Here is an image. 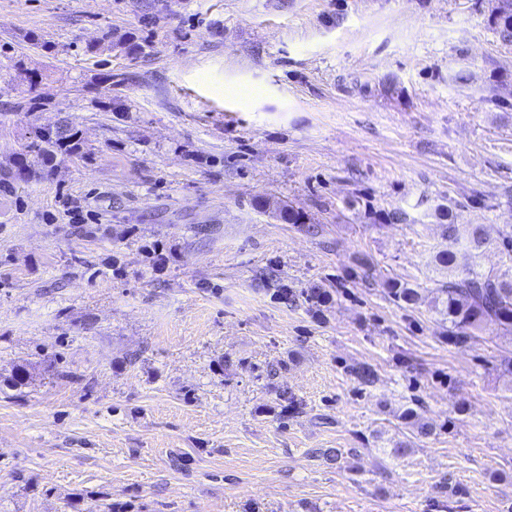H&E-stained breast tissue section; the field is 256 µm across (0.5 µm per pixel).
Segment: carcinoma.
Returning a JSON list of instances; mask_svg holds the SVG:
<instances>
[{"mask_svg":"<svg viewBox=\"0 0 512 512\" xmlns=\"http://www.w3.org/2000/svg\"><path fill=\"white\" fill-rule=\"evenodd\" d=\"M490 22L503 42L512 43V12H493ZM82 145L80 130L66 119L60 120V125L53 129L36 127L31 141L15 155L13 168L5 173V180L28 182L43 173L36 165L46 166L59 155L78 154ZM442 239L444 247L435 255V261L456 271L448 281L435 288L434 309L442 321L448 323V341L465 343L488 323L512 328V265L504 270L482 271L458 263V257L474 258L492 244L484 225L472 224L462 231L459 225L450 221L442 225ZM388 293L394 301L407 306H414L421 300L417 289L397 281L388 284ZM30 378L29 364H19L7 379V387H21ZM403 419L411 425L417 439L428 438L434 433L433 424L423 420L412 408L403 412Z\"/></svg>","mask_w":512,"mask_h":512,"instance_id":"obj_1","label":"carcinoma"}]
</instances>
